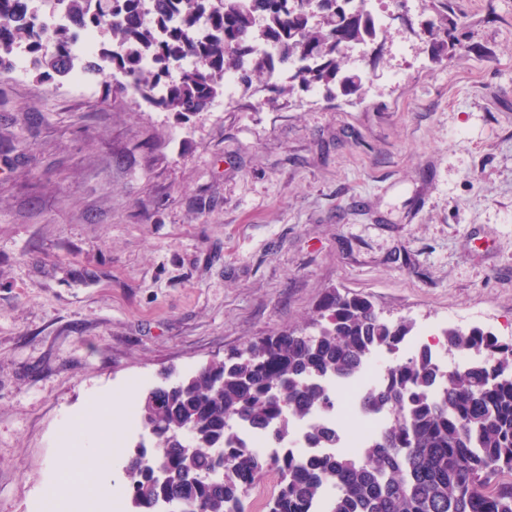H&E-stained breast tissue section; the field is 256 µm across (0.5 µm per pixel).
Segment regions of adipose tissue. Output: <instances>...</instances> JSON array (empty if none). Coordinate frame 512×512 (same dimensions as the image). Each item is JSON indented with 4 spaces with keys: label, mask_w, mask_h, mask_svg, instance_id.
<instances>
[{
    "label": "adipose tissue",
    "mask_w": 512,
    "mask_h": 512,
    "mask_svg": "<svg viewBox=\"0 0 512 512\" xmlns=\"http://www.w3.org/2000/svg\"><path fill=\"white\" fill-rule=\"evenodd\" d=\"M87 412L84 424L76 429L72 440L59 450L58 463L65 476L50 489L55 498L65 500L80 494L81 488L74 479L75 473L94 469L112 450V432L109 428H99L97 416H104L108 424L120 420L127 413V403L122 397H100L88 406Z\"/></svg>",
    "instance_id": "obj_1"
}]
</instances>
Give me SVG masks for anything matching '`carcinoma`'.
<instances>
[{
	"instance_id": "cac0c4a2",
	"label": "carcinoma",
	"mask_w": 512,
	"mask_h": 512,
	"mask_svg": "<svg viewBox=\"0 0 512 512\" xmlns=\"http://www.w3.org/2000/svg\"><path fill=\"white\" fill-rule=\"evenodd\" d=\"M59 2L69 22L57 27L56 50L45 54L23 26L27 0H0V74L10 70L16 41L27 39L40 76L65 77L72 37L95 28L109 32L121 51L102 47L84 63L86 73L99 74L108 61L126 77L112 92L145 99L162 82L167 94L158 106L179 113L206 110L224 91L227 70L240 71L249 87L265 88L274 71L295 61L301 66L294 79L301 84L328 85L340 74L343 88L353 92L361 82L346 71L344 47L377 36L368 13L358 6L339 12L336 0H154L151 22L140 0ZM432 3L445 19L428 28L439 55L454 38L446 23L450 0ZM260 17L263 40L276 51L247 69L242 59L251 52ZM186 55L194 65L172 77ZM146 56L153 60L149 71L141 67ZM310 325L312 333L302 327L251 340L183 378L177 389L160 386L141 397L139 417L146 427L156 425V452L125 469L137 512H154L158 501L171 497L198 505V512H246L249 489L271 470L279 488L266 512H307L329 487L337 493L325 512H512V342L480 328L445 332L448 352L480 353L466 370L445 377L423 349L397 362L386 382L366 393L368 410L386 411L390 420L359 461L346 455L267 458L235 445L238 423L286 441L288 417L334 407L324 379L353 377L371 351H397L411 334L409 323L392 322L368 299L336 288ZM310 437L324 448L337 440L335 430L323 427ZM161 463L168 471L163 486L152 478ZM218 464L222 481L197 479Z\"/></svg>"
}]
</instances>
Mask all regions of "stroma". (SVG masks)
I'll list each match as a JSON object with an SVG mask.
<instances>
[{
	"mask_svg": "<svg viewBox=\"0 0 512 512\" xmlns=\"http://www.w3.org/2000/svg\"><path fill=\"white\" fill-rule=\"evenodd\" d=\"M451 2L439 58L430 0H392L349 96L241 88L183 115L0 79V512H32L93 398L306 325L328 289L512 324V0Z\"/></svg>",
	"mask_w": 512,
	"mask_h": 512,
	"instance_id": "35a3bbf8",
	"label": "stroma"
}]
</instances>
